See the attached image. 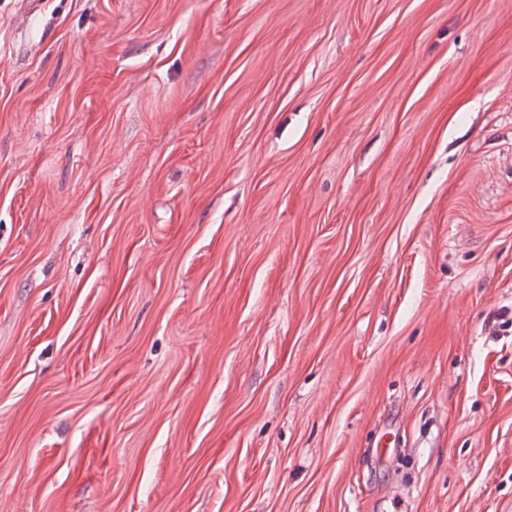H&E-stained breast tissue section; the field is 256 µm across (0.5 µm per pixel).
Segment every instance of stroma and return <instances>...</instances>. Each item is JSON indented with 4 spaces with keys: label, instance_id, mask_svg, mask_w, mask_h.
I'll return each instance as SVG.
<instances>
[{
    "label": "stroma",
    "instance_id": "1",
    "mask_svg": "<svg viewBox=\"0 0 512 512\" xmlns=\"http://www.w3.org/2000/svg\"><path fill=\"white\" fill-rule=\"evenodd\" d=\"M512 512V0H0V512Z\"/></svg>",
    "mask_w": 512,
    "mask_h": 512
}]
</instances>
